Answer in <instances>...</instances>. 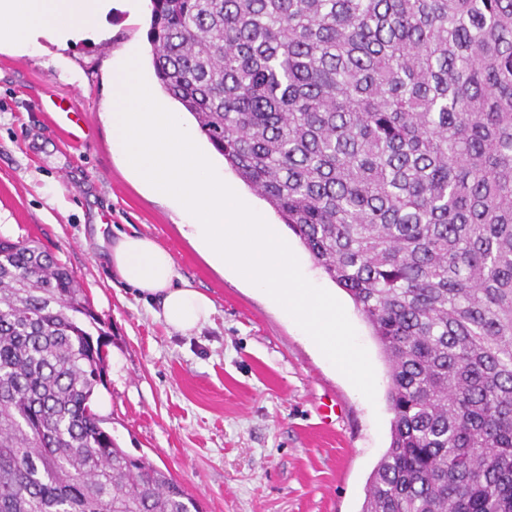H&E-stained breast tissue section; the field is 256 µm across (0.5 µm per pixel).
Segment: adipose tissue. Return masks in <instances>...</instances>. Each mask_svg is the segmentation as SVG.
Returning <instances> with one entry per match:
<instances>
[{
	"label": "adipose tissue",
	"mask_w": 512,
	"mask_h": 512,
	"mask_svg": "<svg viewBox=\"0 0 512 512\" xmlns=\"http://www.w3.org/2000/svg\"><path fill=\"white\" fill-rule=\"evenodd\" d=\"M148 0H0V45L24 53L43 41L69 43L97 33L113 9L145 8ZM114 274L150 297L153 315L167 327L189 334L209 324L213 301L180 279L172 254L155 239L123 234L109 252Z\"/></svg>",
	"instance_id": "ef3b65f1"
}]
</instances>
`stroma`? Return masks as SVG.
Segmentation results:
<instances>
[{"label":"stroma","instance_id":"stroma-1","mask_svg":"<svg viewBox=\"0 0 512 512\" xmlns=\"http://www.w3.org/2000/svg\"><path fill=\"white\" fill-rule=\"evenodd\" d=\"M149 17L114 11L107 37L46 42L36 55L0 46V236L36 241L72 270L107 333L93 412L126 452L177 478L202 512H360L392 420L371 326L289 237L306 278L343 304L368 351L372 403L276 303L213 265L172 207L112 153L111 62L135 45L151 71ZM51 98L76 102L84 146L53 127ZM134 233L155 238L212 299L210 325L171 331L113 275L109 248Z\"/></svg>","mask_w":512,"mask_h":512}]
</instances>
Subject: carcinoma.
Here are the masks:
<instances>
[{
	"instance_id": "carcinoma-1",
	"label": "carcinoma",
	"mask_w": 512,
	"mask_h": 512,
	"mask_svg": "<svg viewBox=\"0 0 512 512\" xmlns=\"http://www.w3.org/2000/svg\"><path fill=\"white\" fill-rule=\"evenodd\" d=\"M164 92L372 327L360 512H512V0H151ZM105 332L0 237V512H200L92 412Z\"/></svg>"
}]
</instances>
